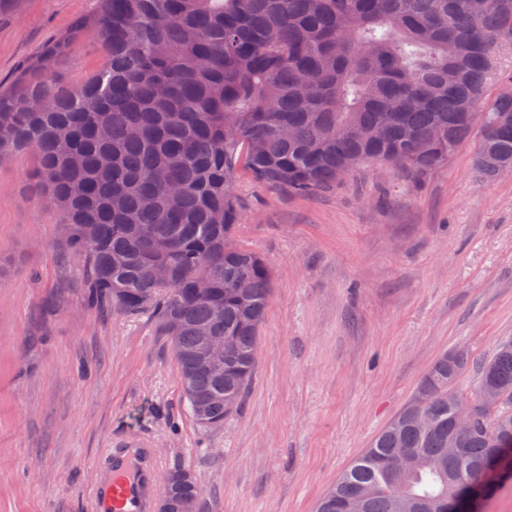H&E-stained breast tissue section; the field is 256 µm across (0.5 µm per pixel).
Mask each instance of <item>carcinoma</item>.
Wrapping results in <instances>:
<instances>
[{
  "label": "carcinoma",
  "instance_id": "carcinoma-1",
  "mask_svg": "<svg viewBox=\"0 0 512 512\" xmlns=\"http://www.w3.org/2000/svg\"><path fill=\"white\" fill-rule=\"evenodd\" d=\"M87 37L104 63L71 88L57 64ZM504 42L512 0H98L0 90V155L35 152L36 186L66 215L90 300L153 312L187 411L219 427L252 380L272 292L263 258L233 242L238 176L306 196L365 162L423 177L477 126L478 173L511 170L512 122L501 116L512 97L482 102ZM157 264L167 281L153 277ZM204 328L232 340L222 377L195 361ZM468 365L439 357L316 512H448V499L466 496L495 465L492 440L512 442V340L472 392L493 385L500 404L454 452L448 393ZM180 473L168 476L172 494L199 497Z\"/></svg>",
  "mask_w": 512,
  "mask_h": 512
}]
</instances>
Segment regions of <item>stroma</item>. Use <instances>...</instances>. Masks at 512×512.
<instances>
[{"mask_svg":"<svg viewBox=\"0 0 512 512\" xmlns=\"http://www.w3.org/2000/svg\"><path fill=\"white\" fill-rule=\"evenodd\" d=\"M95 0H21L0 16V84ZM94 41L58 63L78 87ZM480 139L421 181L366 164L310 196L241 175L233 240L273 279L255 374L224 425L186 412L154 314L88 305L69 227L34 153L0 158V512H93L97 464L136 437L197 478L198 512H315L444 352L512 339V169L482 179Z\"/></svg>","mask_w":512,"mask_h":512,"instance_id":"obj_1","label":"stroma"}]
</instances>
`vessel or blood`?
I'll return each mask as SVG.
<instances>
[{
  "instance_id": "obj_1",
  "label": "vessel or blood",
  "mask_w": 512,
  "mask_h": 512,
  "mask_svg": "<svg viewBox=\"0 0 512 512\" xmlns=\"http://www.w3.org/2000/svg\"><path fill=\"white\" fill-rule=\"evenodd\" d=\"M93 488V512H153L159 466L153 449L138 439L110 449Z\"/></svg>"
}]
</instances>
